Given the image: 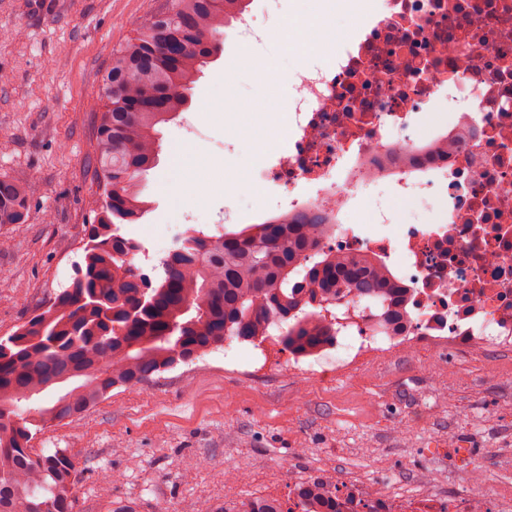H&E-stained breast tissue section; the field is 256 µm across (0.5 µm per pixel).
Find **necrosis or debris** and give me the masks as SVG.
<instances>
[{
	"label": "necrosis or debris",
	"instance_id": "4bbe7bcc",
	"mask_svg": "<svg viewBox=\"0 0 512 512\" xmlns=\"http://www.w3.org/2000/svg\"><path fill=\"white\" fill-rule=\"evenodd\" d=\"M374 15L352 44L332 50V68L294 69L293 95L263 82L267 103L288 114L287 154L259 176L289 195L263 218L334 210L325 251L360 255L408 290L398 335L341 319L336 366L381 348L429 337L450 346L512 351V0H372ZM447 119L421 123L440 100ZM400 199L435 192L444 220L398 238L369 235L345 218L355 190L377 181ZM475 464L463 498H421L382 484L337 488L340 512H512L483 493Z\"/></svg>",
	"mask_w": 512,
	"mask_h": 512
}]
</instances>
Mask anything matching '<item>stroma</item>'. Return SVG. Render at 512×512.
I'll list each match as a JSON object with an SVG mask.
<instances>
[{"label":"stroma","instance_id":"35a3bbf8","mask_svg":"<svg viewBox=\"0 0 512 512\" xmlns=\"http://www.w3.org/2000/svg\"><path fill=\"white\" fill-rule=\"evenodd\" d=\"M164 3L0 0V176L37 185L27 223L0 228V238L10 240L0 250V336L68 286L82 260L99 196L98 89L134 22ZM254 3L266 38L244 52L225 39L194 82L189 107L160 129L159 163L146 176L153 209L122 227L145 248L133 259L144 272L187 229L213 232L227 219L252 224L280 199L277 186L254 175L255 145L287 151L288 115L275 113L272 126L227 137L225 89L256 96L260 82L240 66L244 55L264 59L285 97L293 92L288 74L296 58L327 68L332 57L306 45L308 32L323 24L318 11L299 15L298 0ZM181 150L185 175L202 161L215 182L229 169L241 188L229 198L218 190L170 208L163 185ZM381 213L391 214L392 233L440 218L384 182L358 192L347 217L376 234ZM278 333L274 327L266 340L233 341L231 359L223 348L209 349L43 428L33 447L63 450L76 463L73 512H103L110 498L132 502L137 512H183L192 500L231 512L248 498L288 501L295 486L317 478L353 491L384 481L414 495L463 496L478 461L489 471L487 494L512 497V352L426 343L377 351L339 373L318 369L317 357L292 355ZM189 458L199 467L186 468Z\"/></svg>","mask_w":512,"mask_h":512}]
</instances>
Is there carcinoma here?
Listing matches in <instances>:
<instances>
[{
	"label": "carcinoma",
	"mask_w": 512,
	"mask_h": 512,
	"mask_svg": "<svg viewBox=\"0 0 512 512\" xmlns=\"http://www.w3.org/2000/svg\"><path fill=\"white\" fill-rule=\"evenodd\" d=\"M244 0H168L140 19L99 87L95 177L103 197L70 285L41 313L0 339V512H72L76 469L64 451L31 448V427L77 417L114 387L196 358L225 342H254L273 325L298 356L336 338V304L348 295L381 308L379 322L404 310L381 272L360 257L319 248L334 230L320 210L286 222L211 234L189 228L153 278L131 263L142 245L121 234L151 211L144 176L158 163L160 128L184 111L187 91L221 53V29ZM35 185L0 177V226L24 224ZM112 363V372L101 366ZM59 371L69 399L47 401ZM233 512H338L336 489L308 481L294 507L274 498L240 501Z\"/></svg>",
	"instance_id": "carcinoma-1"
}]
</instances>
